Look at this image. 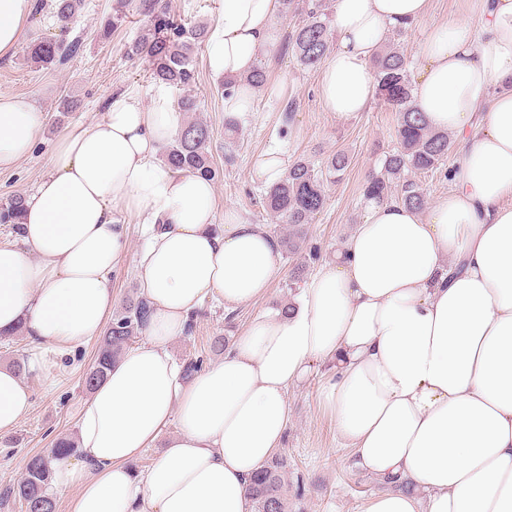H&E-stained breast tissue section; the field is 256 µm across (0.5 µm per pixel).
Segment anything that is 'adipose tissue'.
Wrapping results in <instances>:
<instances>
[{
  "mask_svg": "<svg viewBox=\"0 0 512 512\" xmlns=\"http://www.w3.org/2000/svg\"><path fill=\"white\" fill-rule=\"evenodd\" d=\"M429 3L334 0L327 111L368 110L371 59ZM461 4L431 28L413 84L430 126L457 139L447 196L425 212L369 203L289 311L258 314L191 380L170 341L205 299L231 311L266 298L275 237L217 211L211 181L159 163L182 124L163 96L113 95L60 138L16 240L0 241V338L24 326L28 367L47 376L99 337L130 218L149 236L138 268L152 307L143 342L83 403L77 456L53 470L54 487L74 492L69 512H251L249 479L282 442L288 388L317 367L352 466L394 485L363 512H512V0ZM37 6L0 0V58L27 42ZM279 14L280 0H220L207 61L234 83L225 112L250 108L243 78L275 43ZM43 122L32 98L0 93V169L31 154ZM31 407L19 373L0 366V434ZM161 438L163 454L137 468Z\"/></svg>",
  "mask_w": 512,
  "mask_h": 512,
  "instance_id": "1",
  "label": "adipose tissue"
}]
</instances>
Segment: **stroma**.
Returning a JSON list of instances; mask_svg holds the SVG:
<instances>
[{"instance_id": "1", "label": "stroma", "mask_w": 512, "mask_h": 512, "mask_svg": "<svg viewBox=\"0 0 512 512\" xmlns=\"http://www.w3.org/2000/svg\"><path fill=\"white\" fill-rule=\"evenodd\" d=\"M139 0H84L68 32H61L53 0H41L32 18L37 38L81 39V52L62 66L41 67L25 53L0 59V93L30 96L45 114L44 125L30 157L14 168L0 171V202L14 195L29 194L47 171V162L61 135L102 115L106 98L118 93L137 96L150 104L155 96L176 103L178 90L155 84L146 60L127 57L125 48L149 23L138 9ZM460 0H431L428 17L409 27L399 44L411 75L422 68L420 47L433 24L458 16ZM117 19L109 39L98 31L107 19ZM293 17L279 21L280 44L260 57L270 80L255 93L254 106L240 113L235 159L224 158V97L211 75L205 49H198L194 64L198 72L193 94L197 118L212 129L210 151L220 175L215 181L216 204L237 210L255 224H271L260 205L264 186L255 181L254 160L274 144H282L289 161L300 158L323 166L336 151L347 150L351 164L342 179L327 188V203L310 226L309 242L319 250V261L308 254L280 256L281 271L271 286L267 303L247 302L225 311L209 299L198 309L192 334L175 338L170 351L176 361L194 356L212 366L224 358L215 339L233 342L264 306H277L298 294L299 288L317 270L319 262L333 258L337 246L354 224L362 222L366 206L361 193L365 176L379 167L384 154L397 145L398 115L381 101L369 110L346 118L325 111L318 100L320 71L300 66L284 43L294 26ZM129 248L111 274L113 310H120L138 291V256L144 246L137 221L128 225ZM98 341H91L68 361L55 378L26 372L24 380L32 395V408L18 427L0 437V494L16 487L35 453L49 448L63 436H77L78 410L89 393L82 379L92 365ZM320 372L288 389L290 421L281 452L288 458L289 479L303 478L301 512H362L365 502L382 491L375 478L349 466L347 449L338 447L332 414L318 400Z\"/></svg>"}]
</instances>
